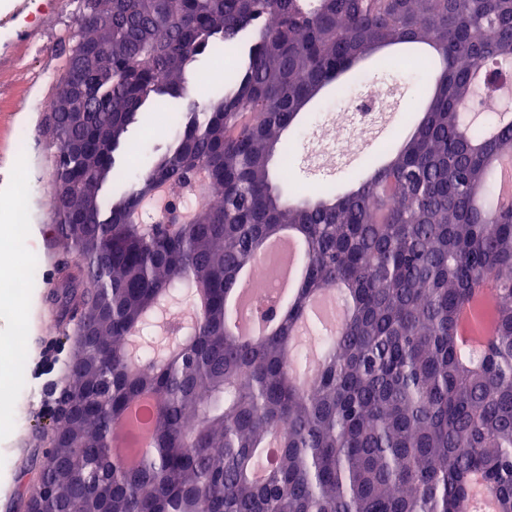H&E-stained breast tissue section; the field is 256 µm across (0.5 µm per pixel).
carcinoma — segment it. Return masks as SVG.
<instances>
[{
  "label": "carcinoma",
  "mask_w": 512,
  "mask_h": 512,
  "mask_svg": "<svg viewBox=\"0 0 512 512\" xmlns=\"http://www.w3.org/2000/svg\"><path fill=\"white\" fill-rule=\"evenodd\" d=\"M48 117L55 144L49 204L75 258L59 273L60 317L88 328L83 366L67 372L78 417L53 441L34 498L47 512H469L482 477L512 512V204L496 169L512 160V124L488 138L462 107L512 71V0H81ZM255 31L224 95L193 80L175 144L111 206L103 185L137 114L188 94L197 58ZM423 42L443 67L420 121L386 166L345 194L292 205L269 157L302 107L355 57ZM485 66L476 92L471 72ZM205 173L199 193L191 180ZM193 196L161 235L132 216ZM305 244L303 286L273 333H232L227 294L284 227ZM492 355L460 344L462 306L483 298ZM340 289L352 316L339 335L312 326L319 380L294 324L309 296ZM195 309L179 348L128 360L127 340L166 303ZM154 418L127 443L129 407Z\"/></svg>",
  "instance_id": "cac0c4a2"
}]
</instances>
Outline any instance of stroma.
Returning a JSON list of instances; mask_svg holds the SVG:
<instances>
[{
  "label": "stroma",
  "mask_w": 512,
  "mask_h": 512,
  "mask_svg": "<svg viewBox=\"0 0 512 512\" xmlns=\"http://www.w3.org/2000/svg\"><path fill=\"white\" fill-rule=\"evenodd\" d=\"M16 0H0V237L12 234V212L23 209L27 214L26 241L13 248L0 250V275L9 271L5 261L13 253L35 248L41 266L72 261L54 238L53 215L49 206L51 174L55 143L39 103L55 97L65 63V54L79 33V0H40L29 8L20 22L26 27L25 39L15 38L7 21ZM408 45L399 51L375 52L368 56L367 71L372 82L392 86V110L378 120L365 136L348 145L335 162L317 158L301 146L298 136L312 129L318 116L339 115L341 104L350 86L346 81L326 85L299 113L294 124L285 130L272 152L269 168L275 188L290 204L309 199L320 185L346 192L358 186L368 172V163L385 164L401 142L420 120L431 94L427 71H411L400 65V58L410 57ZM184 100H170L161 112L145 115L141 122L129 127L127 145L117 152L118 160L133 156L134 170L122 171L109 182L104 195L112 200L121 197L134 182L137 172L155 165L168 149L185 118ZM165 120L166 131L155 138L144 132L156 120ZM26 134L25 145H18V134ZM290 163L288 176H281L282 163ZM34 287L43 290L42 334L48 354L41 365L25 362L22 375L30 393L20 395L11 411L0 412V442L13 441L16 452L0 454V472L14 475L16 493L0 496V512H19L20 491L36 481L38 462L47 450L40 432L48 426L47 406L56 396L71 360V343L59 323V312L53 301L54 288L44 287L42 278H35ZM29 318L27 301L0 293V378L12 379V365L19 349L26 346V330L22 325Z\"/></svg>",
  "instance_id": "1"
}]
</instances>
